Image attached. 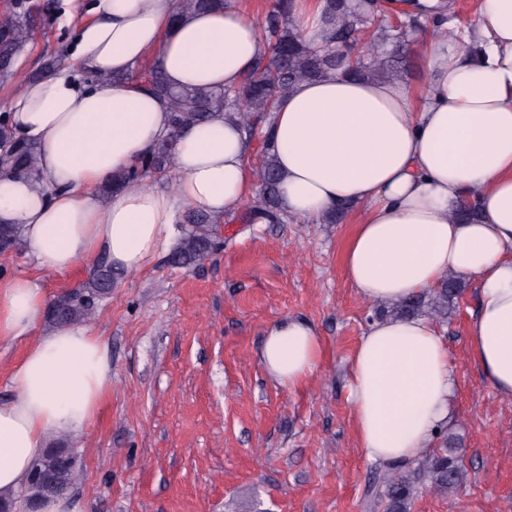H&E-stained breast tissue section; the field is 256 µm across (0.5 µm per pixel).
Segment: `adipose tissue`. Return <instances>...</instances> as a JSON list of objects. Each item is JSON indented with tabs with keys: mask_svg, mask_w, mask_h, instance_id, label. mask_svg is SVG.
Instances as JSON below:
<instances>
[{
	"mask_svg": "<svg viewBox=\"0 0 512 512\" xmlns=\"http://www.w3.org/2000/svg\"><path fill=\"white\" fill-rule=\"evenodd\" d=\"M179 0H91L63 70L25 81L7 114L16 139L38 150L31 176L0 178V224L19 226L35 267L57 274L104 257L137 273L173 245L189 206L232 215L256 186L240 126L224 114L181 133L175 191L95 190L138 166L171 127L165 103L130 74L159 65L176 89L234 87L266 43L250 0L180 15ZM301 36L326 44L325 0H291ZM427 79L330 73L298 83L277 104L269 140L281 171L282 217L321 223L353 209L343 254L363 299L393 305L432 292L447 275L478 287L468 325L472 355L493 390L512 399V0H479L463 39L419 43ZM95 74L83 82L79 74ZM471 203L476 218L457 210ZM45 297L32 277H0V340L30 336L0 403V498H18L51 438L86 428L109 389L105 342L86 325L35 334ZM320 337L304 320L270 327L260 353L283 388L318 368ZM348 401L364 457L406 464L435 448L448 419L454 370L424 317L373 321L350 358Z\"/></svg>",
	"mask_w": 512,
	"mask_h": 512,
	"instance_id": "obj_1",
	"label": "adipose tissue"
}]
</instances>
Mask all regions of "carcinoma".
Here are the masks:
<instances>
[{
  "label": "carcinoma",
  "instance_id": "1",
  "mask_svg": "<svg viewBox=\"0 0 512 512\" xmlns=\"http://www.w3.org/2000/svg\"><path fill=\"white\" fill-rule=\"evenodd\" d=\"M224 2L181 0V10L197 12L222 6ZM357 4L358 7L352 8L349 0H327L334 21L333 34L329 44L314 46L298 32L288 0H274L261 21L267 51L255 71L235 88L175 90L168 86L158 68L150 66L140 71L137 77L168 104L171 136L161 140L136 169L112 180V189L138 184L154 173L165 171L173 161L172 139L184 129L207 120L214 112L237 120L243 130L249 131L260 118L272 122L279 98L301 81L322 77L330 71L344 76L402 78L404 67L400 52L406 47L409 31L416 27V22L401 20L396 26L384 23L379 20L381 12L377 0H357ZM25 11L26 5L20 0L15 11L0 14V60L9 61L17 48L33 38V26L21 17ZM36 167V147L15 140L8 127L0 124V171L23 176L34 174ZM253 176L258 188L256 209L265 215L279 212L282 176L270 148H265ZM223 222L224 219L201 209L186 211L182 215V235L171 256L172 262L191 266L206 260L214 251ZM23 246L19 227L0 225V252L19 251ZM111 288L112 268H101L80 287L58 295L48 307L46 319L56 327L78 324L92 315L96 300ZM462 290L460 278L447 276L433 294L405 299L396 304L393 311L398 316L428 313L445 322L453 301ZM68 454L67 448L46 449L39 462L54 475L55 484L49 489L39 480L27 481L30 501H41L68 488L74 472V468L66 464ZM464 478L463 465L444 447L422 458L414 468L391 466L379 477L377 495L385 505V512H409L419 485L424 484L438 494H447L458 490Z\"/></svg>",
  "mask_w": 512,
  "mask_h": 512
}]
</instances>
